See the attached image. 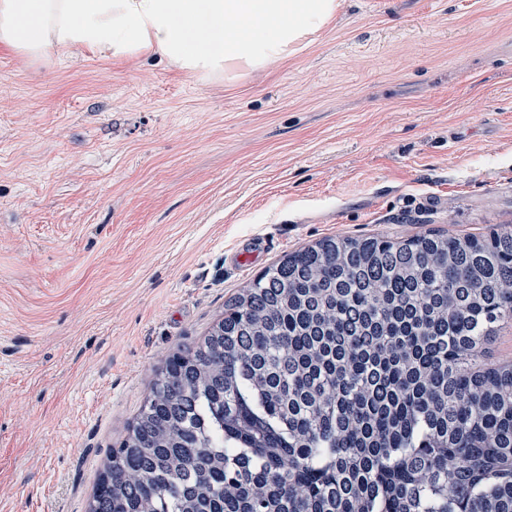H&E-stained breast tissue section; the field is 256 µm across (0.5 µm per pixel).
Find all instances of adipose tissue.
<instances>
[{
  "label": "adipose tissue",
  "mask_w": 512,
  "mask_h": 512,
  "mask_svg": "<svg viewBox=\"0 0 512 512\" xmlns=\"http://www.w3.org/2000/svg\"><path fill=\"white\" fill-rule=\"evenodd\" d=\"M341 0H0V48L48 63L153 57L197 82L287 60Z\"/></svg>",
  "instance_id": "ef3b65f1"
}]
</instances>
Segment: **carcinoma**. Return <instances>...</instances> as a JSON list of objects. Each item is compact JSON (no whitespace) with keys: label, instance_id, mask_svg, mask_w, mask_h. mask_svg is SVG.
<instances>
[{"label":"carcinoma","instance_id":"obj_1","mask_svg":"<svg viewBox=\"0 0 512 512\" xmlns=\"http://www.w3.org/2000/svg\"><path fill=\"white\" fill-rule=\"evenodd\" d=\"M512 231L326 237L169 358L102 512H512ZM484 361L499 364L504 361L512 363V321L505 319L498 324L496 333L483 346Z\"/></svg>","mask_w":512,"mask_h":512}]
</instances>
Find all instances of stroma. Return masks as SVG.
I'll use <instances>...</instances> for the list:
<instances>
[{
	"instance_id": "1",
	"label": "stroma",
	"mask_w": 512,
	"mask_h": 512,
	"mask_svg": "<svg viewBox=\"0 0 512 512\" xmlns=\"http://www.w3.org/2000/svg\"><path fill=\"white\" fill-rule=\"evenodd\" d=\"M501 224L512 0H343L230 82L0 48V512H88L156 372L284 254Z\"/></svg>"
}]
</instances>
